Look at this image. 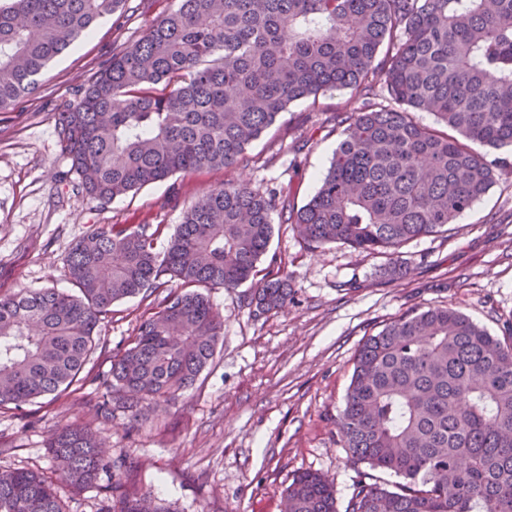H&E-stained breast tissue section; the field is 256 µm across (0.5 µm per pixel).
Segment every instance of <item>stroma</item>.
I'll return each instance as SVG.
<instances>
[{
    "label": "stroma",
    "instance_id": "35a3bbf8",
    "mask_svg": "<svg viewBox=\"0 0 512 512\" xmlns=\"http://www.w3.org/2000/svg\"><path fill=\"white\" fill-rule=\"evenodd\" d=\"M176 0H126L75 47L54 60L32 94L0 111V296L24 288L71 290L64 259L86 231L105 224L149 225L164 252L187 207L208 190L244 181L278 193L291 207L316 192L340 139L337 113L363 109L350 91L291 104L232 170L176 174L108 204L78 194L59 146L55 113L121 44L138 39ZM285 215L253 282L208 295L224 317V342L195 385L139 417L116 412L103 423L94 403L114 358L125 350L155 297L116 302L76 385L21 408H0V466L54 476L48 448L67 426L91 427L129 491L151 493L175 512H283V492L310 470L333 480L344 512L358 479L395 483L393 474L353 463L341 448L336 417L363 340L413 308L450 307L494 336L512 326V176H501L448 232L405 244L410 273L393 279L383 253L343 244H303ZM278 272L292 279L286 310L254 315V283Z\"/></svg>",
    "mask_w": 512,
    "mask_h": 512
}]
</instances>
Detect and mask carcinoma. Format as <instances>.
I'll use <instances>...</instances> for the list:
<instances>
[{
    "instance_id": "obj_1",
    "label": "carcinoma",
    "mask_w": 512,
    "mask_h": 512,
    "mask_svg": "<svg viewBox=\"0 0 512 512\" xmlns=\"http://www.w3.org/2000/svg\"><path fill=\"white\" fill-rule=\"evenodd\" d=\"M124 2L0 0V111ZM380 81L387 98L338 120L320 186L288 223L312 248L394 255L447 231L502 175L486 155L512 147V0H177L56 122L78 192L108 204L178 173L235 168L291 103L341 89L368 99ZM278 205L226 182L187 208L162 255L147 224L80 236L65 257L78 294L0 296V407L71 387L112 305L166 288V275L180 289L113 360L98 414L137 416L189 389L224 329L201 289L253 278ZM292 296L276 275L250 304L281 310ZM336 428L351 459L400 478L358 482L345 512H512V328L499 338L448 307L397 317L359 348ZM49 448L63 481L119 496V512H175L121 492L91 430L66 428ZM285 501L287 512H338L317 472L297 474ZM0 512L63 510L53 480L1 468Z\"/></svg>"
}]
</instances>
